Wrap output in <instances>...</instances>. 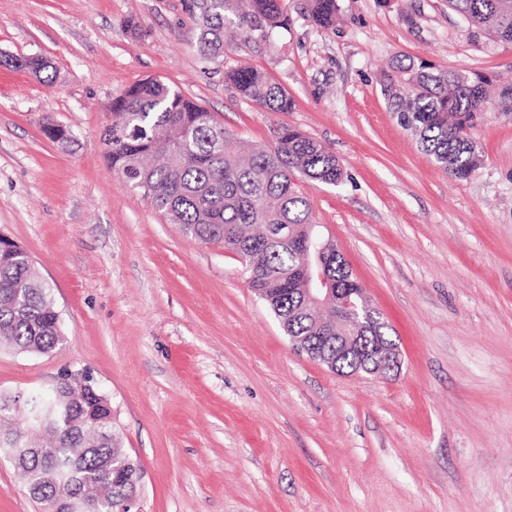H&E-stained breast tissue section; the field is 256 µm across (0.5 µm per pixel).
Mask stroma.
I'll return each instance as SVG.
<instances>
[{"label": "stroma", "mask_w": 512, "mask_h": 512, "mask_svg": "<svg viewBox=\"0 0 512 512\" xmlns=\"http://www.w3.org/2000/svg\"><path fill=\"white\" fill-rule=\"evenodd\" d=\"M288 0L268 42L199 60L183 0H0V52L49 59L53 84L0 66V234L33 258L64 345L0 343V389L88 371L143 468L140 512H512V45L447 0H338L320 29ZM140 30L130 31L127 20ZM486 79L455 179L393 117L402 61ZM267 71L289 112L239 98L228 68ZM160 77L244 144L280 124L332 151L339 186L301 181L400 349L394 373L343 376L294 349L239 258L185 236L113 171L103 132L131 84ZM70 137L53 141L47 123ZM0 512H40L0 453Z\"/></svg>", "instance_id": "stroma-1"}]
</instances>
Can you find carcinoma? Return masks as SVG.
I'll return each instance as SVG.
<instances>
[{
	"label": "carcinoma",
	"instance_id": "obj_1",
	"mask_svg": "<svg viewBox=\"0 0 512 512\" xmlns=\"http://www.w3.org/2000/svg\"><path fill=\"white\" fill-rule=\"evenodd\" d=\"M453 11L495 42L512 45V0H448ZM307 18L332 28L338 0H306ZM197 32L202 62L224 47V26L258 43L288 26L285 0H186ZM406 92L384 88L391 112L439 168L464 179L481 164L482 152L468 133L486 110L483 81L467 73L438 70L425 62L399 65ZM225 80L238 96L270 112H289L288 92L266 71L236 67ZM115 116L104 131L112 169L182 232L205 243L224 245L242 263L250 287L275 315L284 332L311 350L336 359V306L311 309L296 275V242L319 233L302 179L327 185L342 181L336 156L290 125H279L269 143L244 156L231 134L205 107L158 78L131 85L114 99ZM325 268L336 288H358L344 257L329 245ZM0 332L22 353L48 354L63 344L61 319L50 288L27 251L0 236ZM68 370L45 389L0 391V449L13 452L30 442L36 448L19 467L30 495L44 512H56V488L43 480L60 473L74 492L98 503L99 512H119L137 494L143 471L121 441L90 446L89 423L108 416L92 380L75 391Z\"/></svg>",
	"mask_w": 512,
	"mask_h": 512
}]
</instances>
